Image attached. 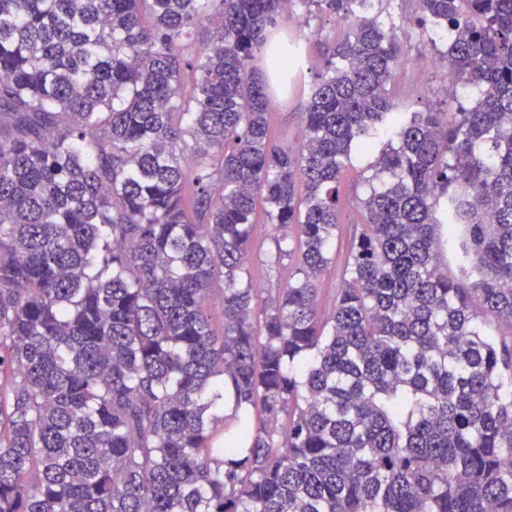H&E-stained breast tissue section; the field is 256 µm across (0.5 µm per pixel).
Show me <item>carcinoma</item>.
Instances as JSON below:
<instances>
[{
    "instance_id": "cac0c4a2",
    "label": "carcinoma",
    "mask_w": 512,
    "mask_h": 512,
    "mask_svg": "<svg viewBox=\"0 0 512 512\" xmlns=\"http://www.w3.org/2000/svg\"><path fill=\"white\" fill-rule=\"evenodd\" d=\"M383 2L0 0V512H512V0H419L454 112L398 111ZM288 6L348 26L296 145ZM372 161L371 156L355 154L352 156V165L349 166L344 174L345 192L350 204L353 203L354 196L363 195L364 179L372 174L369 164ZM354 220H358V214H355L353 218L349 212H346L345 224H341V228L336 237L335 261L329 265L328 269L320 279V288H322V298H324V296L328 292L333 291L334 288H338L339 281L336 272V265H339L343 262L345 255L348 251L351 238L357 231H359L357 229L358 224L351 223ZM265 224H257V233L254 240V252L250 263V276L256 288H261L257 294V309H260L269 298L271 288H276V273L270 271L265 263L266 253L271 247Z\"/></svg>"
}]
</instances>
